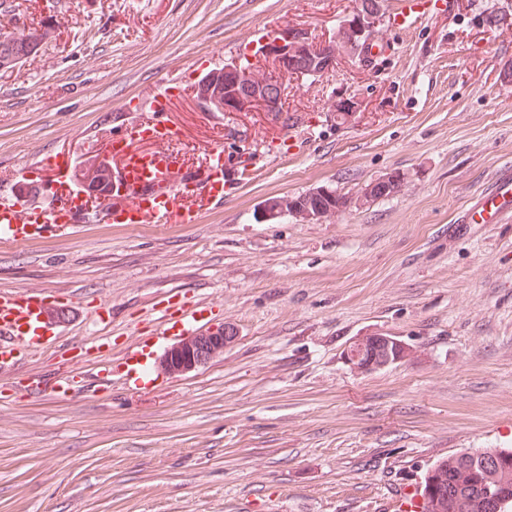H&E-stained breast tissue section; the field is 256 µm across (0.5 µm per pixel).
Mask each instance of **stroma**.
Returning <instances> with one entry per match:
<instances>
[{
    "mask_svg": "<svg viewBox=\"0 0 512 512\" xmlns=\"http://www.w3.org/2000/svg\"><path fill=\"white\" fill-rule=\"evenodd\" d=\"M382 24L374 65L340 60L283 94L297 137L261 116L177 98L189 162L224 151L234 191L194 224H78L0 240V290L64 303L60 336L0 368V512H384L450 454L512 448V223L463 224L512 165L507 0H428ZM354 0H6L0 30L53 26L0 68V176L35 157L104 150L110 115L178 74L198 79L269 31L325 42ZM361 111L329 117L336 97ZM111 112H104V105ZM395 173L398 192L368 184ZM358 197L319 222L257 219L273 195ZM201 306L235 341L196 371L155 370L186 334L156 303ZM407 361L363 372L370 332ZM151 380H128V355ZM69 377L71 387L56 383Z\"/></svg>",
    "mask_w": 512,
    "mask_h": 512,
    "instance_id": "obj_1",
    "label": "stroma"
}]
</instances>
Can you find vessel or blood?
Returning a JSON list of instances; mask_svg holds the SVG:
<instances>
[{"instance_id": "b4317fda", "label": "vessel or blood", "mask_w": 512, "mask_h": 512, "mask_svg": "<svg viewBox=\"0 0 512 512\" xmlns=\"http://www.w3.org/2000/svg\"><path fill=\"white\" fill-rule=\"evenodd\" d=\"M145 113L126 124L112 138V191L93 188L72 159L52 163L41 159L39 167L53 166L56 189L50 207L25 200L17 188L0 190V239L28 242L41 236L47 225L64 227L91 221L105 224H164L172 215L194 222L191 200L207 194L223 202L228 189L224 180V154L214 147L205 162L190 167L184 154L172 148L177 131L157 118L171 101L157 92L145 99ZM512 221V168H505L492 187L478 195L463 216L466 224H498ZM55 305L33 294L0 291V366L14 362L19 351L40 348L48 336L59 333Z\"/></svg>"}]
</instances>
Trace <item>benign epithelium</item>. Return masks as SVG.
<instances>
[{"label":"benign epithelium","mask_w":512,"mask_h":512,"mask_svg":"<svg viewBox=\"0 0 512 512\" xmlns=\"http://www.w3.org/2000/svg\"><path fill=\"white\" fill-rule=\"evenodd\" d=\"M377 25L378 22L355 11L338 26L336 38L324 44L312 41L296 28L285 27L278 30L273 39L260 43L259 53L248 54V59H265L272 63L275 72L283 76L303 62L309 65L308 74L312 77L330 72L341 58L367 65L371 56L382 50V46L375 41ZM274 83L275 76L265 65L259 63L245 68L236 62L215 69L199 80L195 95L198 102L209 104L212 97L220 94L225 110L245 116L261 112L272 124L284 127L288 119L272 96ZM359 108L360 103L353 97H344L342 103L332 105V111L343 121L349 120ZM286 215V197H268L258 209L259 219L263 221ZM235 339L232 329L220 325L208 332L179 340L164 353L161 363L170 372L189 373L207 363L213 349L222 350Z\"/></svg>","instance_id":"obj_1"}]
</instances>
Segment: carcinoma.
Segmentation results:
<instances>
[{
  "label": "carcinoma",
  "instance_id": "obj_1",
  "mask_svg": "<svg viewBox=\"0 0 512 512\" xmlns=\"http://www.w3.org/2000/svg\"><path fill=\"white\" fill-rule=\"evenodd\" d=\"M359 12L385 19V0H356ZM40 35L30 37L0 36V67L21 63L39 46ZM295 207L324 212L328 216L342 214L357 205V200L334 189L318 199L294 197ZM486 461L477 463L455 453L433 464L425 473L421 495L425 499L424 512H492L494 498L511 500L512 512V448L501 456L502 449L486 448Z\"/></svg>",
  "mask_w": 512,
  "mask_h": 512
}]
</instances>
